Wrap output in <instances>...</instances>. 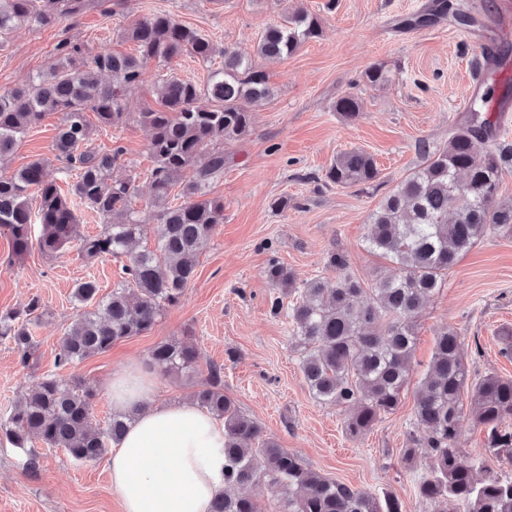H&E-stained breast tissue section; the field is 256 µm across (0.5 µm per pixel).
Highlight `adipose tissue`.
Listing matches in <instances>:
<instances>
[{
  "label": "adipose tissue",
  "instance_id": "ef3b65f1",
  "mask_svg": "<svg viewBox=\"0 0 512 512\" xmlns=\"http://www.w3.org/2000/svg\"><path fill=\"white\" fill-rule=\"evenodd\" d=\"M155 386L136 362L107 383L113 409L133 415L109 457L121 512H208L226 489L224 424L192 402L155 400Z\"/></svg>",
  "mask_w": 512,
  "mask_h": 512
}]
</instances>
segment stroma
<instances>
[{
  "mask_svg": "<svg viewBox=\"0 0 512 512\" xmlns=\"http://www.w3.org/2000/svg\"><path fill=\"white\" fill-rule=\"evenodd\" d=\"M430 0H87L80 15L55 26L16 28L0 47V90L25 84L46 73L60 41L91 52L131 54L124 37L134 21L171 13L211 40V63L189 55L175 59L179 77L205 83L209 66H220L223 48L252 58L265 70L271 98L253 107V132L224 145V174L210 194L224 202V220L196 260V276L180 303L166 308L147 333L117 342L106 353L72 367H56L59 341L77 312L72 292L79 281L95 280L100 296L122 283V260L82 257L69 246L54 257L31 250L14 255L0 232V311L38 298L43 316L34 325L36 350L30 367H21L10 342L0 339V414L44 375L85 381L98 396L93 421L112 415L105 387L128 361L147 363L159 343L179 338L196 345L197 373L187 379L155 372L157 395L168 401L192 399L197 381L210 365L224 368V391L240 410L256 420L264 437L296 452L323 475L369 492L397 497L402 512H431L416 491L420 477L402 458L420 381L432 360L437 333L459 336L471 380L490 373L512 378V360L499 353L501 330L512 329V233L487 234L444 278L416 319V345L409 381L397 409L384 415L359 438L346 435V408L319 403L301 371L302 350L293 325L270 312L276 295L266 277L270 259H278L298 279L322 278L335 287L326 266L331 252L345 254L349 273L371 284L391 272L388 260L366 248L368 218L381 198L422 162L419 141L440 147L452 124L469 110L471 58L486 44L507 49L512 63V26L504 21L502 0H476L477 24L460 27L437 21L408 28ZM303 7L320 18L322 34L295 54L268 62L256 57L264 29L280 21L286 9ZM378 65L386 83L371 85L364 71ZM355 95L360 115L345 121L337 99ZM59 116L50 113L18 142L10 168L48 159L50 179L65 182L52 143ZM96 146L120 143L125 165L114 176L136 170L135 208L152 222V161L149 133L136 120L96 131ZM373 154L378 185L359 189L325 183L327 168L352 149ZM288 197L287 210L272 202ZM0 512H120L107 460L78 465L57 448L43 449L40 469L26 471L13 448L0 446Z\"/></svg>",
  "mask_w": 512,
  "mask_h": 512,
  "instance_id": "1",
  "label": "stroma"
}]
</instances>
